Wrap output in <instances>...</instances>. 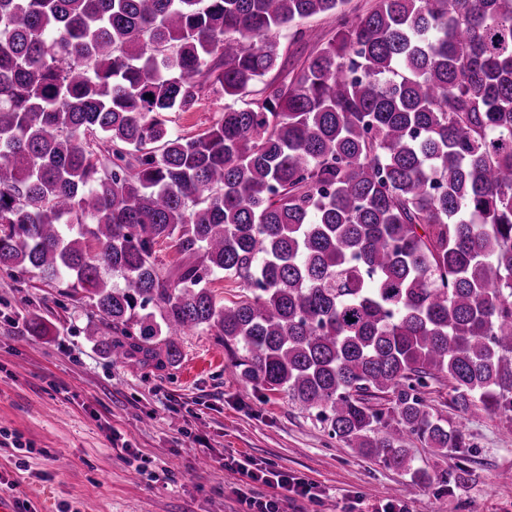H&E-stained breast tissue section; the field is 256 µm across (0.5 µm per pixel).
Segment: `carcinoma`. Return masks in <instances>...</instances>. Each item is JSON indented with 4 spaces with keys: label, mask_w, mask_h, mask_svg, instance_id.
<instances>
[{
    "label": "carcinoma",
    "mask_w": 512,
    "mask_h": 512,
    "mask_svg": "<svg viewBox=\"0 0 512 512\" xmlns=\"http://www.w3.org/2000/svg\"><path fill=\"white\" fill-rule=\"evenodd\" d=\"M349 3L0 0V269L81 289L114 362L213 330L358 455L428 483L412 435L456 484L431 383L512 420V0ZM318 15L334 34L264 80ZM210 94L222 117L173 134ZM292 34L293 29L289 30L288 28L279 33L278 42L281 48L279 63H281V68L279 71L272 72L269 78L279 72L284 74L287 71L292 70L300 64L310 52L315 50L316 45L314 42H308L305 40L296 43L293 41ZM287 47L288 51H286ZM404 447L414 460L415 466L425 468L430 472H441L448 468L452 470L455 459L448 455V460L437 455L431 448H428L423 442L409 437L405 439Z\"/></svg>",
    "instance_id": "cac0c4a2"
}]
</instances>
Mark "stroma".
I'll return each instance as SVG.
<instances>
[{
  "mask_svg": "<svg viewBox=\"0 0 512 512\" xmlns=\"http://www.w3.org/2000/svg\"><path fill=\"white\" fill-rule=\"evenodd\" d=\"M224 111L212 96L171 127L204 132ZM38 314L48 336L29 332ZM84 309L40 277L0 270V428L20 434L25 449L0 446V495L19 512H250L237 493L233 458L272 467L311 486L313 499L277 486L255 493L285 501V512H375L408 482L404 472L361 458L286 393L256 390L237 377L233 350L214 332L179 339L180 360L155 368L112 362L80 334ZM434 412L463 422L471 444L465 482L415 487L408 512H512V423L450 404L447 381L428 396Z\"/></svg>",
  "mask_w": 512,
  "mask_h": 512,
  "instance_id": "35a3bbf8",
  "label": "stroma"
}]
</instances>
